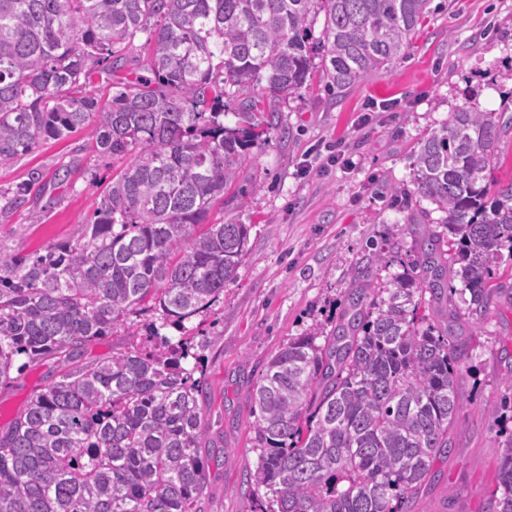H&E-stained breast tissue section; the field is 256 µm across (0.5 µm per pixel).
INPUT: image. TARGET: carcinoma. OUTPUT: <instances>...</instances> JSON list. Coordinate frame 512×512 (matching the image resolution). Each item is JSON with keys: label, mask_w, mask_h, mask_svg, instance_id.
<instances>
[{"label": "carcinoma", "mask_w": 512, "mask_h": 512, "mask_svg": "<svg viewBox=\"0 0 512 512\" xmlns=\"http://www.w3.org/2000/svg\"><path fill=\"white\" fill-rule=\"evenodd\" d=\"M430 2L0 0V162L82 128L97 156L131 157L77 236L0 251V387L15 369L57 365L0 430V512H204L205 370L185 332L236 279L248 241L224 194L315 70L312 18L324 16L321 75L340 90L404 56ZM100 81L115 88L104 105ZM500 131L462 105L424 137L412 184L440 227L408 221L414 249L369 254L324 343L296 336L264 363L253 512H432L419 491L455 444L467 347L448 327L460 308L432 317L422 296L459 295L476 325L512 306V288L493 283L512 260V183L491 191ZM75 169L0 190V216ZM376 264L403 272L382 283ZM147 312L153 347L85 360ZM485 512H512V437Z\"/></svg>", "instance_id": "1"}]
</instances>
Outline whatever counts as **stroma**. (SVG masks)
Listing matches in <instances>:
<instances>
[{"label": "stroma", "mask_w": 512, "mask_h": 512, "mask_svg": "<svg viewBox=\"0 0 512 512\" xmlns=\"http://www.w3.org/2000/svg\"><path fill=\"white\" fill-rule=\"evenodd\" d=\"M431 15L407 53L380 75L344 90L313 76L300 97L281 107V125L250 151L238 183L224 196V214L250 227L247 252L219 302L189 327L207 368L210 494L205 512H251L246 479L257 462L249 426L252 390L266 360L289 339L331 330L365 246L391 235L407 218L422 221L431 203L413 196L396 203L392 190L409 183L415 149L461 105L495 112L503 122L494 178L512 182V0H431ZM88 130L46 140L0 164V189L27 180L32 169L52 174L73 163V184L31 200L0 222V250L29 254L72 238L126 159H101ZM344 151L350 164L332 162ZM148 316L135 329H114L91 343L94 360L141 344ZM468 364L460 383L455 449L436 463V479L422 492L431 507L484 512L494 482L502 435L512 419L492 421L487 410L511 389L512 309L498 306L471 329ZM49 368L33 366L0 388V428L24 410Z\"/></svg>", "instance_id": "1"}]
</instances>
